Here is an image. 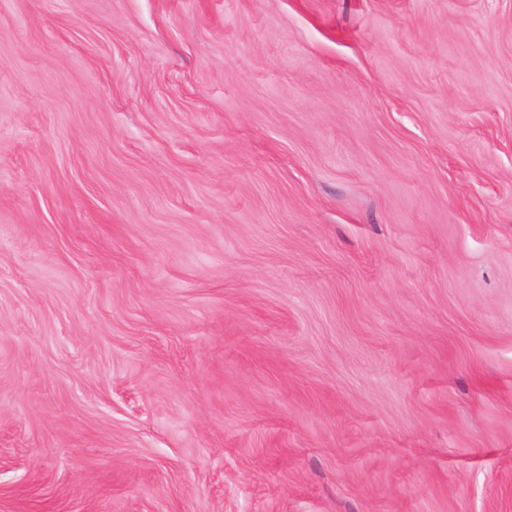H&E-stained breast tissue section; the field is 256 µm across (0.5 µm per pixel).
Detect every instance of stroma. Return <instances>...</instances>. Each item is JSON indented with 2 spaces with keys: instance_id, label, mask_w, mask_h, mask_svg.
Returning a JSON list of instances; mask_svg holds the SVG:
<instances>
[{
  "instance_id": "stroma-1",
  "label": "stroma",
  "mask_w": 512,
  "mask_h": 512,
  "mask_svg": "<svg viewBox=\"0 0 512 512\" xmlns=\"http://www.w3.org/2000/svg\"><path fill=\"white\" fill-rule=\"evenodd\" d=\"M0 512H512V0H0Z\"/></svg>"
}]
</instances>
